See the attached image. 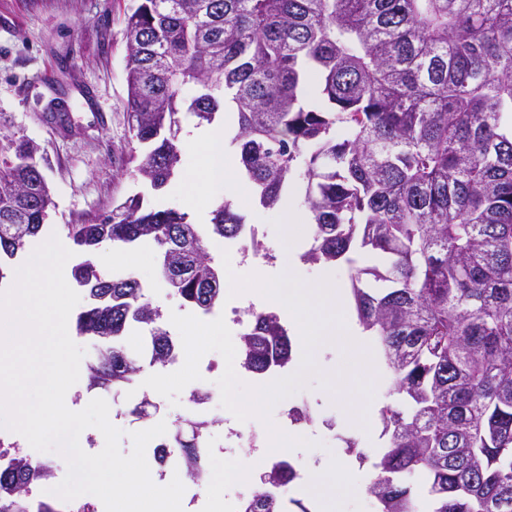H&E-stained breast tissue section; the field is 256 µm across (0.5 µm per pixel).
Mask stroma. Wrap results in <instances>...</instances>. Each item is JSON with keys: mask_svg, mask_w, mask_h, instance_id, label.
<instances>
[{"mask_svg": "<svg viewBox=\"0 0 512 512\" xmlns=\"http://www.w3.org/2000/svg\"><path fill=\"white\" fill-rule=\"evenodd\" d=\"M135 0H0V145L25 139L38 146L37 161L56 203L50 214L51 231L65 238V225L82 224L110 214L113 205L138 194L147 209L187 206L166 191H154L132 175L122 173L119 160L133 146L127 112L125 73V15ZM234 209L245 218V234L228 239L224 247L238 256L242 245L257 238L264 247L281 254L283 230L276 227L279 209L262 208L256 197L235 200ZM101 273H133L147 298L162 312L160 326L170 335L178 330L172 313H193L161 278L158 259L142 258L137 267L123 263L99 264ZM312 359L319 370L305 388L278 402L272 410L275 423L295 405L307 407L310 423L292 428V435L313 440V448L296 449L292 461L299 467L333 465L341 461L373 471L388 445L383 436L381 410L399 407L400 395L393 391L392 375L380 366L365 402L367 426L350 429L344 422L345 406L321 376H333L341 368L339 346L318 349ZM118 400L133 406L142 395L156 404L146 427L157 423L173 426L184 414L159 393H147L140 383L116 389ZM356 451H348V442ZM275 456L265 459H231L216 451L206 462L209 475L222 474L234 466L243 480L225 484L223 495L256 489L249 480L251 470H268Z\"/></svg>", "mask_w": 512, "mask_h": 512, "instance_id": "stroma-1", "label": "stroma"}]
</instances>
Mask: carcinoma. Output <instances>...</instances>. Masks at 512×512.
<instances>
[{"label":"carcinoma","mask_w":512,"mask_h":512,"mask_svg":"<svg viewBox=\"0 0 512 512\" xmlns=\"http://www.w3.org/2000/svg\"><path fill=\"white\" fill-rule=\"evenodd\" d=\"M127 109L138 145L123 167L159 191L181 161L179 114L210 125L229 94L233 138L259 204L282 200L298 164L315 221L302 255L333 264L354 245L386 255L381 271L356 268L353 296L410 409L381 410L389 445L367 491L380 512H415L405 478L426 476L431 512H512V0H137L126 17ZM313 70L324 109L302 100ZM192 84L197 95L180 98ZM0 159V253L14 257L55 207L29 154ZM229 202L212 212L211 238L244 232ZM86 254L150 243L160 274L208 313L224 299V273L187 214L145 210L127 198L93 224H66ZM391 283L384 293L362 276ZM90 303L77 330L98 342L89 385L128 386L176 344L130 274L72 269ZM241 365L264 374L292 360L288 329L262 311L240 335ZM207 424L176 422L189 480L203 473ZM53 474L21 455L0 469V512H29L30 492ZM294 480L281 460L244 512H283L275 490Z\"/></svg>","instance_id":"cac0c4a2"}]
</instances>
